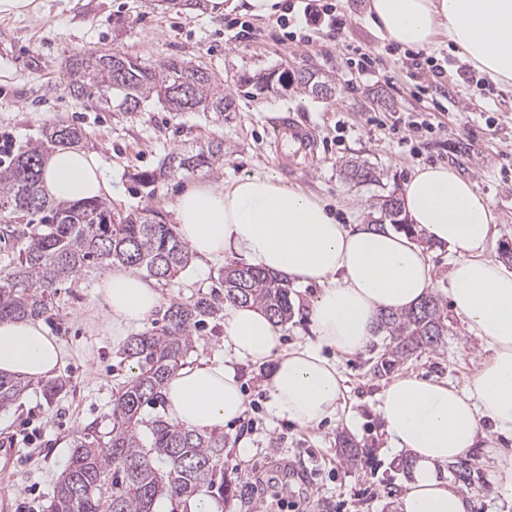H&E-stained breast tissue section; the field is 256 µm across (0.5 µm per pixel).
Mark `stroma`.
Segmentation results:
<instances>
[{"label": "stroma", "instance_id": "stroma-1", "mask_svg": "<svg viewBox=\"0 0 512 512\" xmlns=\"http://www.w3.org/2000/svg\"><path fill=\"white\" fill-rule=\"evenodd\" d=\"M346 19L342 34L307 26L305 43L283 39L275 16L249 17L250 36L232 39L225 16L210 0H37L22 20L0 18V137L23 151L54 126H76L86 133L83 147L96 152L112 183L106 197L113 211L158 208L173 223L172 198L186 184L264 174L315 194L343 224H372L379 219L380 196L402 191L416 168L450 165L487 197L497 215V235L487 255L501 260L512 249V87L489 81L454 48L440 44L432 57L443 65L449 83L417 84L403 64L405 51L382 42L366 16V0H331ZM379 57L378 72L343 67L342 43ZM119 52L152 67L178 58L209 69L235 102L234 111L215 120L207 112H170L151 100L140 110L122 112L98 95L77 97L66 79L76 56ZM313 71L331 79L335 93L315 97L303 90L274 86L261 94L249 78L284 71ZM306 123L318 141L313 168L289 172L273 151L270 131L285 113ZM412 120L431 123L432 132L409 128ZM224 141L220 170L178 172L141 186L137 173L159 169L174 152L214 139ZM371 168L375 181L344 174L347 161ZM221 264L189 266L172 281L159 282L162 299L143 323L161 327L171 302H189L214 294ZM103 266L91 264L61 283L41 321L63 344L66 355L48 395L40 381L13 405L0 409V439H14L13 464L0 465V512H48L58 478L74 440L85 430L105 437L111 428L112 394L130 374L123 344L113 342L104 309L95 292ZM293 314L283 324V343L291 349L311 337L310 310L316 286L292 284ZM386 332L373 337L356 355H341V408L314 427L276 417L267 391L271 365L241 362L237 372L249 405L224 425V475L236 485L258 481L251 503H213V512H274L278 499L296 502V512H395L410 471L407 453L391 448L376 412L387 378H372V358L387 344ZM186 363L224 357V318L205 319L193 330ZM483 358V350L458 317L433 351L418 352L396 366L436 382L462 384ZM356 441L358 456L347 463L339 436ZM251 450L240 455L239 440ZM472 455L479 479L462 487L471 512H512V435L487 430Z\"/></svg>", "mask_w": 512, "mask_h": 512}]
</instances>
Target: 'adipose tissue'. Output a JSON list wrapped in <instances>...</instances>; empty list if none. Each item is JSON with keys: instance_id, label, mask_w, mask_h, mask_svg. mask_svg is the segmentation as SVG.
<instances>
[{"instance_id": "ef3b65f1", "label": "adipose tissue", "mask_w": 512, "mask_h": 512, "mask_svg": "<svg viewBox=\"0 0 512 512\" xmlns=\"http://www.w3.org/2000/svg\"><path fill=\"white\" fill-rule=\"evenodd\" d=\"M379 36L409 49L446 42L490 80L512 86V0H367ZM41 186L58 201L99 198L112 187L95 153L59 148L43 162ZM410 223L448 249V300L485 355L462 385L395 377L380 392L377 413L393 448L410 454L413 469L398 512H467L446 479V467L476 448L484 421L512 434V268L487 257L497 225L490 201L452 166L416 168L402 193ZM171 210L179 236L200 263L227 257L319 285L311 303L313 341L292 349L262 313L230 307L224 360L179 370L165 400L170 418L205 431L243 416L246 397L238 362H273L268 381L273 413L309 427L337 414L342 380L333 357L363 352L381 311H403L433 287L425 251L407 236L342 224L315 195L252 174L193 182ZM96 292L106 306L112 338L123 341L160 305L153 280L116 268ZM62 347L41 323L0 321V374L53 377Z\"/></svg>"}]
</instances>
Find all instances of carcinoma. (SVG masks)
Here are the masks:
<instances>
[{
  "mask_svg": "<svg viewBox=\"0 0 512 512\" xmlns=\"http://www.w3.org/2000/svg\"><path fill=\"white\" fill-rule=\"evenodd\" d=\"M304 89L316 97L333 95L331 84L310 73ZM68 86L76 97L96 90L101 100L134 112L155 99L172 112H213L219 118L234 109L224 97L223 84L206 70L169 58L153 68L119 52L105 60L98 55L80 60L69 72ZM81 129L54 127L44 138L0 164V223L37 224L38 232L16 235L15 257L0 268V320L38 318L47 313L53 288L77 275L85 266L121 265L142 269L158 280H171L190 260V249L164 221L156 208L112 212L101 199L56 202L41 189L46 153L77 147ZM224 160V141L212 140L196 151L174 152L168 170L213 169ZM384 220L411 236L415 226L403 215L394 193L381 203ZM218 284L224 302L254 308L277 324L292 316L288 279L246 265L231 264L220 272ZM220 311L216 297L174 301L165 313V324L133 337L124 355L134 361L131 375L116 387L112 399V429L104 443L84 434L74 441L62 471L50 512H156L159 500L190 503L202 493L232 500L240 490L227 479H218L224 455V436L184 428L157 416L148 421L143 409L164 401L168 380L183 366L192 348V327L200 318ZM379 328L389 336L384 353L372 365L381 378L404 358L437 347L448 335V313L429 294L401 312H382ZM24 379L0 376V408L14 404L28 389ZM475 459L464 458L453 466L458 481L471 484Z\"/></svg>",
  "mask_w": 512,
  "mask_h": 512,
  "instance_id": "obj_1",
  "label": "carcinoma"
}]
</instances>
